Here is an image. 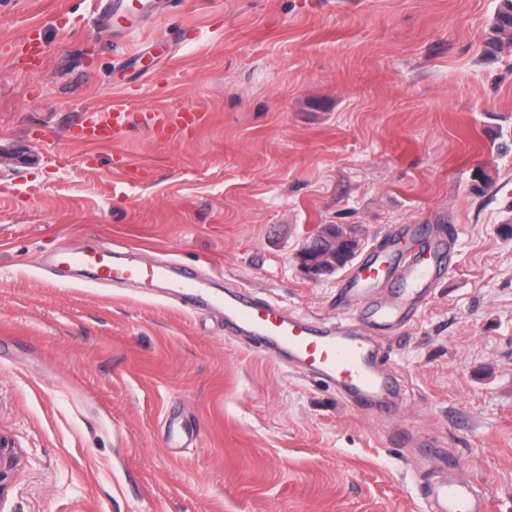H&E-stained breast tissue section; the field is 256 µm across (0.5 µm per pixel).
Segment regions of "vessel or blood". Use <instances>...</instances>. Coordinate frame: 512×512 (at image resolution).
<instances>
[{"label": "vessel or blood", "instance_id": "vessel-or-blood-1", "mask_svg": "<svg viewBox=\"0 0 512 512\" xmlns=\"http://www.w3.org/2000/svg\"><path fill=\"white\" fill-rule=\"evenodd\" d=\"M170 0H95L98 28L119 24L138 32L162 14ZM134 109L128 94L101 108L85 111L66 128L69 139L86 144H115L125 136ZM204 113L186 109H153L142 113L141 124L160 141L176 139L186 121L203 122ZM390 242L373 249L356 263L339 285L336 303L354 308L350 318L328 322L286 312L279 303L254 296L237 287L218 293L210 280L193 267L169 260L139 263L118 256L101 244L82 251L58 252L63 264L90 269L97 283L151 287L161 283L173 299L188 307L217 306L224 310V334L247 340L256 351L278 354L296 363L314 380L335 386L356 412L374 417L394 412L401 396L399 381L388 367L386 349L374 337H404L421 308L439 285L438 273L446 259V243L431 239L419 224L395 227ZM400 284L399 292L385 301L372 298L378 285ZM441 473L437 482L425 484L423 498L430 512H485L483 497L457 467L435 452L427 457Z\"/></svg>", "mask_w": 512, "mask_h": 512}]
</instances>
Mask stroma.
<instances>
[{
  "label": "stroma",
  "instance_id": "35a3bbf8",
  "mask_svg": "<svg viewBox=\"0 0 512 512\" xmlns=\"http://www.w3.org/2000/svg\"><path fill=\"white\" fill-rule=\"evenodd\" d=\"M498 0H195L133 40L94 0H0V435L21 464L0 512H425L420 442L512 512V48ZM39 25L41 59L19 46ZM170 36L169 57L147 46ZM138 86L207 115L88 147L68 121ZM495 182L472 190L476 167ZM327 224L360 254L396 226L451 264L403 339L400 410L224 334L164 290L53 275L104 242L175 259L287 311L335 319L342 272L297 255ZM512 46V0H499L487 38V53L495 55L504 46Z\"/></svg>",
  "mask_w": 512,
  "mask_h": 512
}]
</instances>
